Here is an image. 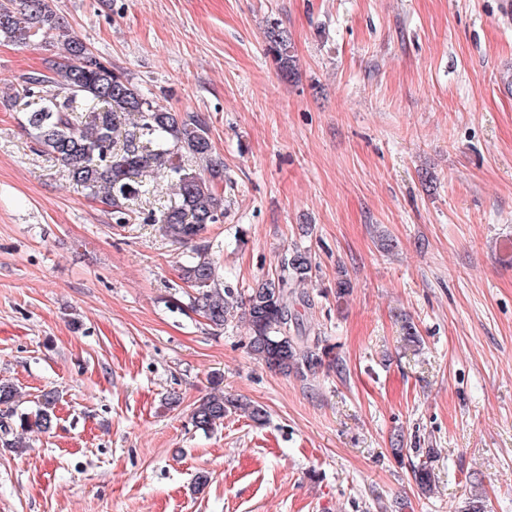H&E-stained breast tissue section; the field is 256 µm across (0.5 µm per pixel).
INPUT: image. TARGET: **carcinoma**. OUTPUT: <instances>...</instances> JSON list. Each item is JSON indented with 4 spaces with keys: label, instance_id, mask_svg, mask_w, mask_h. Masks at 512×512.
<instances>
[{
    "label": "carcinoma",
    "instance_id": "carcinoma-1",
    "mask_svg": "<svg viewBox=\"0 0 512 512\" xmlns=\"http://www.w3.org/2000/svg\"><path fill=\"white\" fill-rule=\"evenodd\" d=\"M61 18L53 0H0V36L27 45L51 30H61ZM269 51L281 72H292L287 40L272 27ZM68 60L51 68V74H22L17 78L16 97L33 99L28 113L35 140L60 161L71 178L94 198L117 214L116 223L126 224L125 201L141 192L139 177L166 169L179 204L164 211L158 223L173 242L191 247L180 263L181 279L195 290L192 308L202 312L218 329L236 315L248 325L250 351L265 366L283 375H303L337 365L332 349L314 350L318 339L303 333L294 303L309 304L298 287L311 279L312 256L296 250L284 260L283 273L263 279L243 294L220 288L216 264L207 257L197 239L209 224L224 217L215 184L224 178V162L213 157L209 117L202 112H170L152 101L124 76L91 56L75 37L65 40ZM205 163L204 174L192 175L173 158ZM17 388L0 382V447L21 448L18 432L47 433L56 423L58 397L40 395L33 413H19L14 406ZM240 413L254 422L266 418V410L242 397L211 393L198 401L191 413L192 425L202 431L224 422L229 413ZM416 485L423 492L433 489L434 473L425 461L413 469Z\"/></svg>",
    "mask_w": 512,
    "mask_h": 512
}]
</instances>
